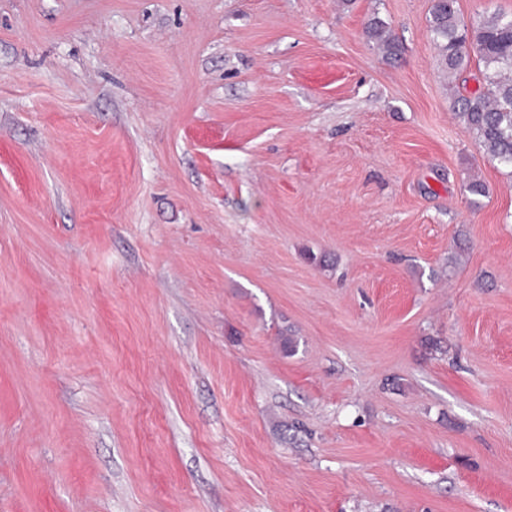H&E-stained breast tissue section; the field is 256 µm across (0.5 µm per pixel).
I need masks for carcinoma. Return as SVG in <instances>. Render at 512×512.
Segmentation results:
<instances>
[{
  "label": "carcinoma",
  "mask_w": 512,
  "mask_h": 512,
  "mask_svg": "<svg viewBox=\"0 0 512 512\" xmlns=\"http://www.w3.org/2000/svg\"><path fill=\"white\" fill-rule=\"evenodd\" d=\"M428 28L443 69L458 73L473 55L482 63V87L456 91L453 109L488 159L512 169V15L493 13L469 27L458 17L455 0H434ZM366 33L385 56L398 55L399 40L381 19H370Z\"/></svg>",
  "instance_id": "cac0c4a2"
}]
</instances>
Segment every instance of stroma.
Returning a JSON list of instances; mask_svg holds the SVG:
<instances>
[{
    "instance_id": "1",
    "label": "stroma",
    "mask_w": 512,
    "mask_h": 512,
    "mask_svg": "<svg viewBox=\"0 0 512 512\" xmlns=\"http://www.w3.org/2000/svg\"><path fill=\"white\" fill-rule=\"evenodd\" d=\"M431 6L0 0V512H512V170ZM366 33L369 39L376 42L386 57H396L400 50L398 38L389 27L379 18L370 19L366 26Z\"/></svg>"
}]
</instances>
